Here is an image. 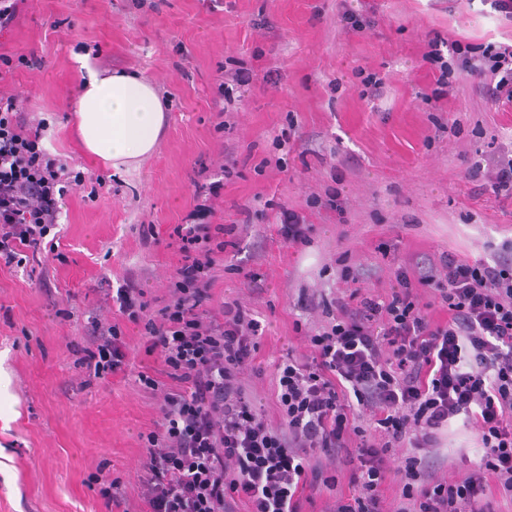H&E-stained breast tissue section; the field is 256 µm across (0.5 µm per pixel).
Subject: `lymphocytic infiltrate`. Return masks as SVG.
I'll return each mask as SVG.
<instances>
[{
	"mask_svg": "<svg viewBox=\"0 0 512 512\" xmlns=\"http://www.w3.org/2000/svg\"><path fill=\"white\" fill-rule=\"evenodd\" d=\"M437 84L459 73L495 79L512 101V46L481 54L432 49ZM47 121L0 93V263L38 253L81 172L41 144ZM234 225L179 224L183 264L165 304L145 316L143 292L117 289L119 311L140 325L173 386L146 436L142 496L149 512H304L311 491L336 490L347 456L348 489L325 512H495L489 486L512 498V245L491 260L455 253L440 266L398 268L387 296L321 299L322 321L307 332L308 356L276 365L271 426L250 402L242 376L260 348L261 323L238 301L213 308V271ZM428 288L448 312L424 313ZM119 325L98 326L80 360L93 375L121 371ZM475 426L484 454L471 472L448 476L439 432ZM401 484L388 507L382 487Z\"/></svg>",
	"mask_w": 512,
	"mask_h": 512,
	"instance_id": "f902f5d3",
	"label": "lymphocytic infiltrate"
}]
</instances>
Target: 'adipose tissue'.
<instances>
[{
  "label": "adipose tissue",
  "instance_id": "ef3b65f1",
  "mask_svg": "<svg viewBox=\"0 0 512 512\" xmlns=\"http://www.w3.org/2000/svg\"><path fill=\"white\" fill-rule=\"evenodd\" d=\"M75 79L73 123L84 152L118 172L139 168L165 132L167 106L156 84L97 68L86 55L76 60Z\"/></svg>",
  "mask_w": 512,
  "mask_h": 512
}]
</instances>
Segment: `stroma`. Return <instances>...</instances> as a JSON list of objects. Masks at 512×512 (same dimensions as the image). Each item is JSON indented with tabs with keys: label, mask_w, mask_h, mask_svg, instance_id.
Here are the masks:
<instances>
[{
	"label": "stroma",
	"mask_w": 512,
	"mask_h": 512,
	"mask_svg": "<svg viewBox=\"0 0 512 512\" xmlns=\"http://www.w3.org/2000/svg\"><path fill=\"white\" fill-rule=\"evenodd\" d=\"M434 41L510 46L512 14L493 0H20L0 29V92L47 119L46 147L103 184L65 197L58 253L0 268V512H146L143 437L160 395L136 377L162 364L100 299L132 278L151 307L167 300L182 264L169 235L196 205L194 182L221 184L205 223L251 216L215 270L212 303L257 311L261 372L245 379L273 421L274 365L287 349L304 352L293 324L313 320L300 294L348 289L339 253L362 291L383 295L398 266L446 252L481 259L512 240V198L479 192L486 176L470 177L475 163L512 155V102L470 76L439 93L425 59ZM84 54L142 73L164 96L165 134L135 171L103 166L72 135ZM231 57L246 86L224 81ZM228 95L224 127L217 105ZM286 209L307 243L279 236ZM246 270L259 273L261 294L245 289ZM97 320L120 325L125 371L79 367ZM440 454L466 473L482 455L476 429L451 422ZM101 472L120 481V504L92 483Z\"/></svg>",
	"instance_id": "1"
}]
</instances>
